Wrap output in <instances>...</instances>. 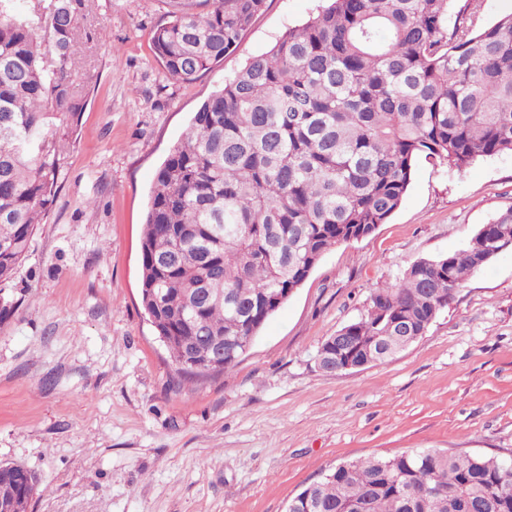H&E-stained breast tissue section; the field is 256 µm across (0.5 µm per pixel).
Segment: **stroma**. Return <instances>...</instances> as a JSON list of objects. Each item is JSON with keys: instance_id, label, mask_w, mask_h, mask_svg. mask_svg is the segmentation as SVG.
I'll list each match as a JSON object with an SVG mask.
<instances>
[{"instance_id": "stroma-1", "label": "stroma", "mask_w": 512, "mask_h": 512, "mask_svg": "<svg viewBox=\"0 0 512 512\" xmlns=\"http://www.w3.org/2000/svg\"><path fill=\"white\" fill-rule=\"evenodd\" d=\"M322 3L267 0L232 52L177 83L151 45L171 0H87L84 112L29 255L0 283V463L36 474L28 512H284L341 462L512 454V249L393 358L335 374L316 361L376 289L512 207V154L462 174L419 161L400 208L328 251L235 367L174 384L140 296L155 175L201 102Z\"/></svg>"}]
</instances>
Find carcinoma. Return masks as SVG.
I'll use <instances>...</instances> for the list:
<instances>
[{
    "label": "carcinoma",
    "instance_id": "cac0c4a2",
    "mask_svg": "<svg viewBox=\"0 0 512 512\" xmlns=\"http://www.w3.org/2000/svg\"><path fill=\"white\" fill-rule=\"evenodd\" d=\"M0 0V282L27 258L56 192L66 130L83 106L74 44L86 0ZM174 0L153 30L156 61L189 83L233 51L267 0ZM328 0L249 59L194 113L152 187L141 303L178 374L189 336H257L331 247L371 234L401 206L416 163L463 172L512 154V14L477 29L484 0ZM512 243V208L466 247L411 263L341 328L359 368L375 336H423L456 290ZM224 293L200 310L189 299ZM512 456L413 450L342 463L285 512H512ZM0 478V505L28 512L37 479Z\"/></svg>",
    "mask_w": 512,
    "mask_h": 512
}]
</instances>
